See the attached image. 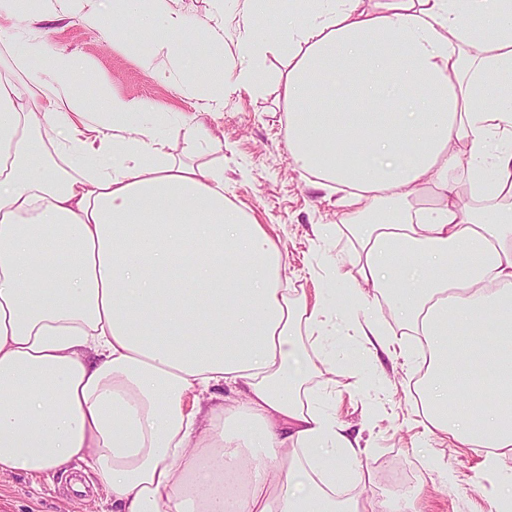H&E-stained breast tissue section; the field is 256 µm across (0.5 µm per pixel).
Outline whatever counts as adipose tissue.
I'll use <instances>...</instances> for the list:
<instances>
[{"mask_svg":"<svg viewBox=\"0 0 512 512\" xmlns=\"http://www.w3.org/2000/svg\"><path fill=\"white\" fill-rule=\"evenodd\" d=\"M112 15L105 38L203 85L254 92L266 56L286 62L290 165L344 188L362 280L336 272L338 290L299 305L223 174L170 160L165 114L88 105L71 92L80 55L0 30L50 88L0 70V473L84 465L112 512H408L361 494L364 448L306 401L301 339L324 335L339 293L371 311L364 343L396 345L388 315L429 354L426 432L496 469L512 448V207L485 201L512 197V148L488 150L512 145V0H244L230 56L221 25L191 41L171 0ZM46 130L67 166L46 162ZM462 164L467 209L448 176Z\"/></svg>","mask_w":512,"mask_h":512,"instance_id":"ef3b65f1","label":"adipose tissue"}]
</instances>
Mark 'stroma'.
<instances>
[{
  "mask_svg": "<svg viewBox=\"0 0 512 512\" xmlns=\"http://www.w3.org/2000/svg\"><path fill=\"white\" fill-rule=\"evenodd\" d=\"M9 25L20 32L36 28L38 39L80 52L88 65L87 98L106 89L142 100L148 111L167 113L172 156L205 170H223L225 196L265 224L277 240L282 278L297 298L313 302L317 292L333 287L330 275L338 268L358 279L355 248L342 230L347 215L338 204L341 191L289 165L283 130L288 107L280 87L284 62L267 58L259 91H228L217 105L164 54L147 57L112 45L98 27L60 10L46 12L36 26L26 18ZM192 114L220 140V148L186 144L180 119ZM327 347L336 362L320 366L309 379L308 400L335 412L359 435L366 450L362 461L374 475L366 494L384 499L417 493V512H500L501 485L497 474L485 470L483 453L427 437L418 425L420 408L413 390L420 383L419 359L377 353L341 320ZM86 478L80 471L35 478L0 474V512H110L112 504L104 494L87 499L73 490V480Z\"/></svg>",
  "mask_w": 512,
  "mask_h": 512,
  "instance_id": "obj_1",
  "label": "stroma"
}]
</instances>
